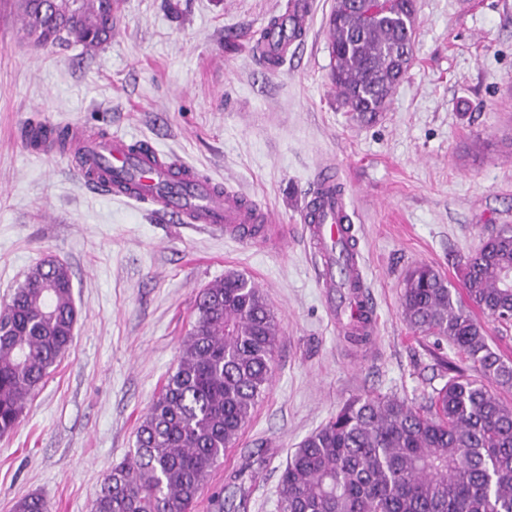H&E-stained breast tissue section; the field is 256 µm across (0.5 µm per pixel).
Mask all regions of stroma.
<instances>
[{"instance_id":"stroma-1","label":"stroma","mask_w":512,"mask_h":512,"mask_svg":"<svg viewBox=\"0 0 512 512\" xmlns=\"http://www.w3.org/2000/svg\"><path fill=\"white\" fill-rule=\"evenodd\" d=\"M301 40L262 65L252 42L287 0H124L111 41L87 52L23 41L18 0H0V306L35 265H68L78 321L18 427L0 438V512L28 494L91 512L112 465L179 360L201 288L236 270L265 292L280 338L272 382L193 512L236 494L278 512L294 448L347 401H421L442 387L449 343L405 321V273L459 263L512 225V0H415L413 62L373 122L330 81L327 20L314 0ZM30 121L79 123L177 154L214 182L299 223L318 163L334 160L355 213L378 316L354 343L331 324L305 247L241 244L95 192L63 156L35 154Z\"/></svg>"}]
</instances>
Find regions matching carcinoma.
Listing matches in <instances>:
<instances>
[{
  "mask_svg": "<svg viewBox=\"0 0 512 512\" xmlns=\"http://www.w3.org/2000/svg\"><path fill=\"white\" fill-rule=\"evenodd\" d=\"M120 0H20L22 37L39 46L92 51L112 39ZM335 0L328 18L332 84L362 118L383 111L411 62L404 39L414 0ZM55 126L25 130L34 146L62 142ZM512 227L489 235L461 268L463 292L433 266L406 275L401 308L417 334L450 343L468 372L425 404L397 396L346 402L290 455L279 512H512V364L488 343L475 311L512 323ZM174 372L142 417L135 448L112 466L92 512H190L211 472L237 441L268 389L279 338L263 290L228 271L202 289ZM77 309L68 267H33L0 311V437L20 423L49 369L73 340ZM14 512H50L39 495Z\"/></svg>",
  "mask_w": 512,
  "mask_h": 512,
  "instance_id": "cac0c4a2",
  "label": "carcinoma"
}]
</instances>
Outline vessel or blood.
<instances>
[{
  "mask_svg": "<svg viewBox=\"0 0 512 512\" xmlns=\"http://www.w3.org/2000/svg\"><path fill=\"white\" fill-rule=\"evenodd\" d=\"M288 28H264L263 47L272 53L287 50ZM69 143L78 155L75 173L92 188L119 199L149 203L177 223L198 224L237 242L250 244L259 238L276 249L285 241L286 233L270 210L149 143L135 151L125 136L92 138L77 124L69 128ZM351 222L346 198L337 189L335 167H321L305 200L300 228L316 283L339 326L344 323L345 306L337 301L336 289H356L364 309L372 307L366 271L352 246Z\"/></svg>",
  "mask_w": 512,
  "mask_h": 512,
  "instance_id": "1",
  "label": "vessel or blood"
}]
</instances>
